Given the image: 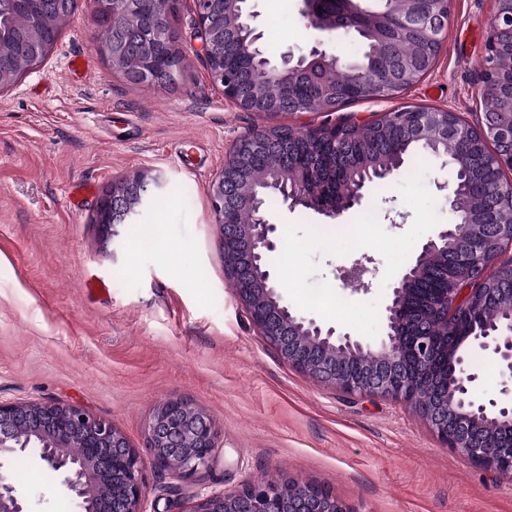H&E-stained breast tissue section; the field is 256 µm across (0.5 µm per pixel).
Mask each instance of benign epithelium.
Returning a JSON list of instances; mask_svg holds the SVG:
<instances>
[{
  "mask_svg": "<svg viewBox=\"0 0 512 512\" xmlns=\"http://www.w3.org/2000/svg\"><path fill=\"white\" fill-rule=\"evenodd\" d=\"M97 24L112 29V37L95 40L93 46L110 62L112 71L133 76L136 83L161 86L175 79L186 67L187 52L177 30L168 22L151 19L154 9L169 16L181 0H90ZM195 20L197 46L193 52L208 68L212 83L224 100L247 112L275 114L288 97L284 78L299 73L320 74L336 68L340 56L314 46L308 56L294 58L288 53L271 63L263 34L249 27L252 38L239 50L269 73L263 82L247 86L240 75L224 67L226 47L231 44L224 26V11L240 12L241 0H189ZM300 17L308 29L336 31V22L322 17L313 0H303ZM489 33L485 40V66L481 80L492 77L500 50V36L512 35V0H494ZM402 12L397 17L400 31L441 46L451 14L452 0H398ZM144 16L137 34V49L129 36L113 24L117 15ZM56 40L47 41L41 31L25 39L31 67L40 65ZM481 119L472 123L447 109L416 110L407 113V124L430 139L473 143L479 160L497 168V192L509 200L507 213L498 224H472L464 216L444 224L422 246L413 263L392 285V297L385 308V328L373 347L349 336L323 329L313 320L292 314L281 303L276 281L263 265L264 255L275 248L276 225L262 207L261 195L277 194L289 208L307 207L330 218L362 204V182L350 187L349 202L341 208L329 207L309 195V180L275 177L261 186L246 183L242 167L246 158L266 151L268 142L288 137L286 125L254 127L240 136L224 160V168L209 187L214 223L220 231L221 248L235 255L232 266L224 269L235 294L243 302L250 321L288 363L345 393H369L411 404L433 385L444 383V396L419 406L421 418L442 443L482 467L505 477L512 476V442H496L497 430L512 428V332L501 331L480 320H469L458 330L453 320L464 301L485 304L490 288H444L431 305L414 303L417 289L412 287L416 273L432 259L443 257L453 263L461 260L478 269L479 279L486 270L500 265L502 251L512 247V180L504 170H512V89L493 104L480 103ZM306 143L339 132L335 124L307 129ZM155 178L142 173L112 185L103 201L99 223L112 229L116 215L122 222L131 220L150 200ZM495 233L502 250L488 254L489 233ZM464 244L466 250L448 255V240ZM371 260L363 258L340 269L346 282L367 291L371 282ZM443 311L437 333L427 335L417 327V319ZM488 354L503 377L501 398L478 399L474 392L478 375L469 369L468 352ZM370 357L374 363H360ZM147 448L157 467L177 479H188L209 472L217 461L220 433L213 418L185 399L169 400L156 407L147 422ZM495 448L491 454L488 449ZM36 448L40 459L62 476L66 492L80 501L83 512H148L144 500V461L124 434L110 422L76 404L54 401H0V512H27L25 499L14 484L9 463L17 451ZM301 497L311 504V512H355L330 491L305 481H294ZM285 482H246L234 492L200 495L183 512H295L283 495Z\"/></svg>",
  "mask_w": 512,
  "mask_h": 512,
  "instance_id": "7a95c632",
  "label": "benign epithelium"
}]
</instances>
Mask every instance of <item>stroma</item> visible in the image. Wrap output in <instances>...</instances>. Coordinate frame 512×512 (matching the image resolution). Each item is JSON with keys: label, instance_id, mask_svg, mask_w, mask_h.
I'll return each mask as SVG.
<instances>
[{"label": "stroma", "instance_id": "obj_1", "mask_svg": "<svg viewBox=\"0 0 512 512\" xmlns=\"http://www.w3.org/2000/svg\"><path fill=\"white\" fill-rule=\"evenodd\" d=\"M251 6L271 57L300 56L319 41L347 59L361 51L353 35L305 29L302 0ZM493 11V0H453L434 68L392 98L331 115L269 116L225 102L194 56L171 83L127 81L93 46L99 29L79 0L42 65L0 94V401L76 404L112 423L146 459L152 512L201 492L287 478L320 485L355 512H512V478L442 447L411 406L346 394L280 357L225 278L209 199L232 145L256 126H361L404 104L477 122ZM412 166L413 178L369 187L362 206L344 214L349 240L312 210L272 206L277 291L292 312L378 341L394 280L453 220L447 172L423 157ZM136 172L161 176L165 189L136 223L106 237L100 200ZM83 183L92 193L70 206ZM368 210L377 216L369 224ZM143 226L156 229L147 248ZM364 257L372 261L366 293L338 277ZM313 288L345 293L347 311L311 303ZM175 398L192 400L221 434L215 468L189 480L148 461L147 420ZM12 474L31 512H79L59 473L33 457Z\"/></svg>", "mask_w": 512, "mask_h": 512}]
</instances>
